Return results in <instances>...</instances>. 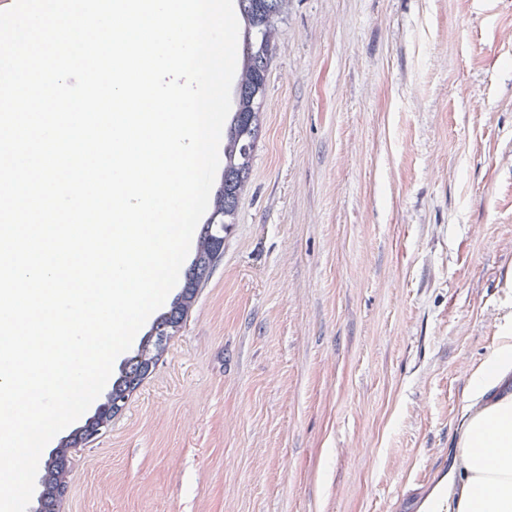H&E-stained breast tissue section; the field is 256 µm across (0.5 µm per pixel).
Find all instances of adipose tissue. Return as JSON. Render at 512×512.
Segmentation results:
<instances>
[{
	"label": "adipose tissue",
	"mask_w": 512,
	"mask_h": 512,
	"mask_svg": "<svg viewBox=\"0 0 512 512\" xmlns=\"http://www.w3.org/2000/svg\"><path fill=\"white\" fill-rule=\"evenodd\" d=\"M512 372V336L473 375L455 462L464 483H449L447 512H512V396L484 404Z\"/></svg>",
	"instance_id": "ef3b65f1"
}]
</instances>
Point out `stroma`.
<instances>
[{
  "label": "stroma",
  "mask_w": 512,
  "mask_h": 512,
  "mask_svg": "<svg viewBox=\"0 0 512 512\" xmlns=\"http://www.w3.org/2000/svg\"><path fill=\"white\" fill-rule=\"evenodd\" d=\"M252 178L61 512H400L512 336V0H288Z\"/></svg>",
  "instance_id": "stroma-1"
}]
</instances>
